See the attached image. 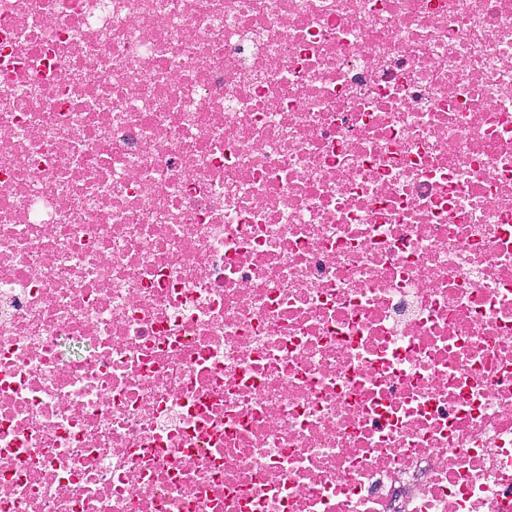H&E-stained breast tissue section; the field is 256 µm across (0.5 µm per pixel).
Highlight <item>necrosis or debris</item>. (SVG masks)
Masks as SVG:
<instances>
[{
  "instance_id": "obj_1",
  "label": "necrosis or debris",
  "mask_w": 512,
  "mask_h": 512,
  "mask_svg": "<svg viewBox=\"0 0 512 512\" xmlns=\"http://www.w3.org/2000/svg\"><path fill=\"white\" fill-rule=\"evenodd\" d=\"M0 512H512V0H0Z\"/></svg>"
}]
</instances>
